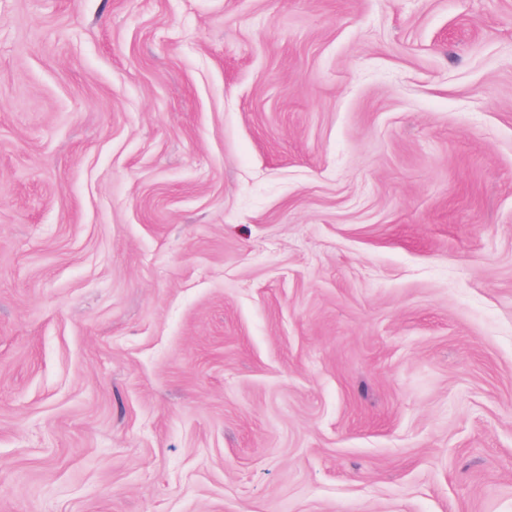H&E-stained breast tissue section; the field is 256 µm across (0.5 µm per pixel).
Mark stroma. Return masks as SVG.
<instances>
[{
	"label": "stroma",
	"instance_id": "stroma-1",
	"mask_svg": "<svg viewBox=\"0 0 512 512\" xmlns=\"http://www.w3.org/2000/svg\"><path fill=\"white\" fill-rule=\"evenodd\" d=\"M0 512H512V0H0Z\"/></svg>",
	"mask_w": 512,
	"mask_h": 512
}]
</instances>
